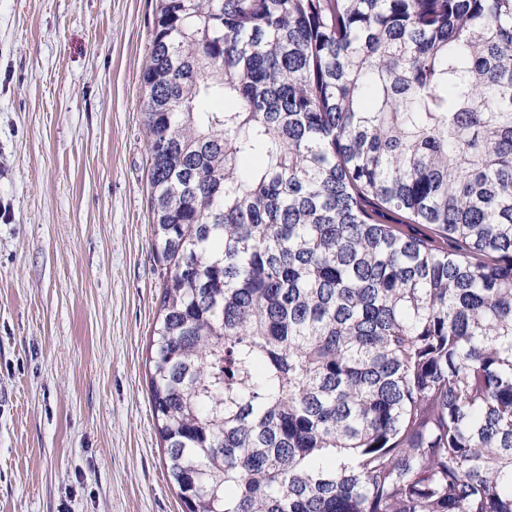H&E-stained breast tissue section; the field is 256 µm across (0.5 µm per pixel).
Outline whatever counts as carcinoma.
Instances as JSON below:
<instances>
[{
  "label": "carcinoma",
  "instance_id": "carcinoma-1",
  "mask_svg": "<svg viewBox=\"0 0 512 512\" xmlns=\"http://www.w3.org/2000/svg\"><path fill=\"white\" fill-rule=\"evenodd\" d=\"M142 84L182 512H512V0H157Z\"/></svg>",
  "mask_w": 512,
  "mask_h": 512
}]
</instances>
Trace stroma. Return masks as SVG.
Returning <instances> with one entry per match:
<instances>
[{"mask_svg": "<svg viewBox=\"0 0 512 512\" xmlns=\"http://www.w3.org/2000/svg\"><path fill=\"white\" fill-rule=\"evenodd\" d=\"M156 0H0V512H181L149 390Z\"/></svg>", "mask_w": 512, "mask_h": 512, "instance_id": "stroma-1", "label": "stroma"}]
</instances>
